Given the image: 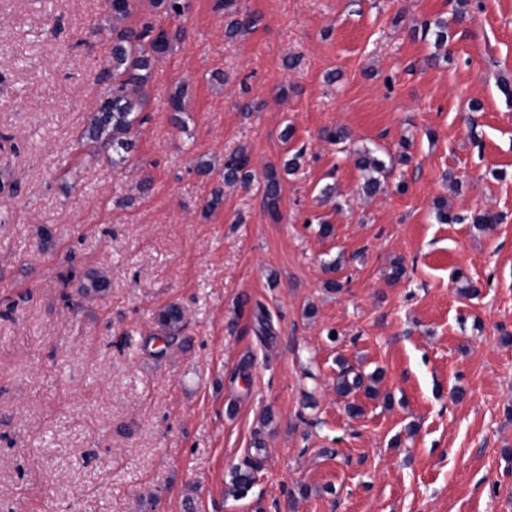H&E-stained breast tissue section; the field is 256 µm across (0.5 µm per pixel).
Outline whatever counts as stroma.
Returning <instances> with one entry per match:
<instances>
[{"mask_svg": "<svg viewBox=\"0 0 512 512\" xmlns=\"http://www.w3.org/2000/svg\"><path fill=\"white\" fill-rule=\"evenodd\" d=\"M183 3L131 0L128 26L185 36L115 166L77 150L109 0H0V512H512V0H237L258 22L232 41ZM241 146L258 173L303 151L279 221L223 187ZM364 148L390 168L371 197ZM345 365L377 396L339 397ZM155 321L162 336H176L186 325V314L182 307L170 304L158 312Z\"/></svg>", "mask_w": 512, "mask_h": 512, "instance_id": "1", "label": "stroma"}]
</instances>
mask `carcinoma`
<instances>
[{
	"label": "carcinoma",
	"mask_w": 512,
	"mask_h": 512,
	"mask_svg": "<svg viewBox=\"0 0 512 512\" xmlns=\"http://www.w3.org/2000/svg\"><path fill=\"white\" fill-rule=\"evenodd\" d=\"M130 14V0H112L111 13L107 21L112 23V51L107 66L99 72L96 81L109 85L98 108L91 114L79 141L80 148L90 154L109 157L112 165H123L129 160L134 148L133 136L143 123L141 117L146 100V85L153 63L170 52L182 40L180 28L170 30L145 23L136 29L124 25ZM258 22L251 13H240L230 20L225 28L227 38L252 29ZM420 31L426 36L434 32L435 47L447 50L448 35L445 25L424 20ZM356 167L363 172V192L373 194L380 187L378 175L385 172L384 164L370 152L356 153ZM257 178L250 166V156L240 148L224 158V185H249ZM263 202L268 216L276 220L279 216V202L282 179L275 167L264 170L262 176ZM87 282L81 285V292L89 297L103 295L109 287L106 277L92 271L86 275ZM157 327L163 336H176L186 325V314L182 307L170 304L160 310L156 317ZM369 380L358 373L352 375L342 370L336 380V394L346 398L363 390L366 394L376 393Z\"/></svg>",
	"instance_id": "cac0c4a2"
}]
</instances>
